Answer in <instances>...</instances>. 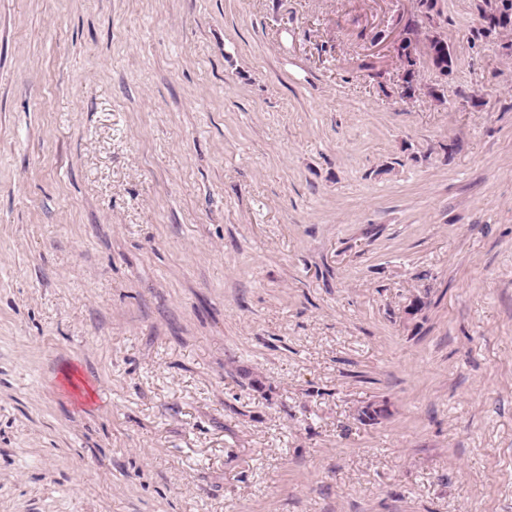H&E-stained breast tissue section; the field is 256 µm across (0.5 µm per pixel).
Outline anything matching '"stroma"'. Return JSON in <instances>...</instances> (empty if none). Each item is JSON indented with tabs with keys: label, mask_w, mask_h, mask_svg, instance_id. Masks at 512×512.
I'll use <instances>...</instances> for the list:
<instances>
[{
	"label": "stroma",
	"mask_w": 512,
	"mask_h": 512,
	"mask_svg": "<svg viewBox=\"0 0 512 512\" xmlns=\"http://www.w3.org/2000/svg\"><path fill=\"white\" fill-rule=\"evenodd\" d=\"M418 3L0 0V512H512V57ZM427 39L431 41V50L428 54V59L417 56L415 48L408 50L411 47L410 43L402 47L398 54L401 64L407 73V78L403 85L405 93L413 90L416 67L427 64L443 74H448L455 63V57L448 46V42L444 38L438 34H433L431 36L429 35Z\"/></svg>",
	"instance_id": "obj_1"
}]
</instances>
